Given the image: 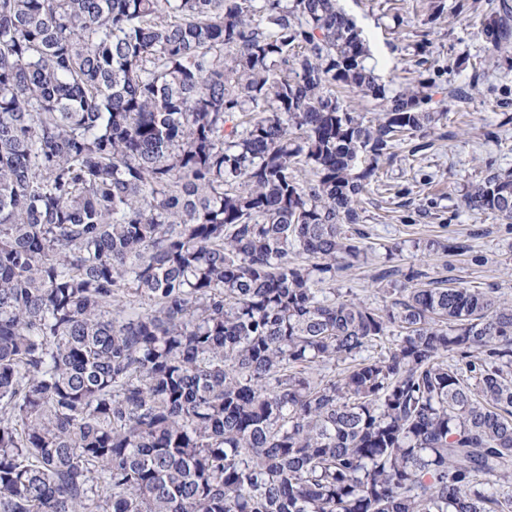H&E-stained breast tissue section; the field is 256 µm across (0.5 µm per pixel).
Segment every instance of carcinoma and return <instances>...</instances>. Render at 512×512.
I'll use <instances>...</instances> for the list:
<instances>
[{"mask_svg":"<svg viewBox=\"0 0 512 512\" xmlns=\"http://www.w3.org/2000/svg\"><path fill=\"white\" fill-rule=\"evenodd\" d=\"M368 58L336 0H0V512H512V304L324 287L439 117ZM336 96L345 109L350 112L366 113L367 118L374 116L376 102L370 97L364 96L356 90H349L336 87Z\"/></svg>","mask_w":512,"mask_h":512,"instance_id":"obj_1","label":"carcinoma"}]
</instances>
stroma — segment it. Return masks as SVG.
Segmentation results:
<instances>
[{
  "label": "stroma",
  "mask_w": 512,
  "mask_h": 512,
  "mask_svg": "<svg viewBox=\"0 0 512 512\" xmlns=\"http://www.w3.org/2000/svg\"><path fill=\"white\" fill-rule=\"evenodd\" d=\"M500 0H339L370 48L369 65L389 92L415 76L418 44L443 68L433 95L441 118L430 149L412 156L399 146L381 161L377 179L363 194L361 227L374 249L367 263L336 282L367 304L381 302L373 280L386 247L403 248L396 262L469 288L497 287L512 302V223L468 210L463 196L487 167L512 169V48L493 50L482 22ZM454 238L465 245L458 256L424 251L430 240Z\"/></svg>",
  "instance_id": "stroma-1"
}]
</instances>
